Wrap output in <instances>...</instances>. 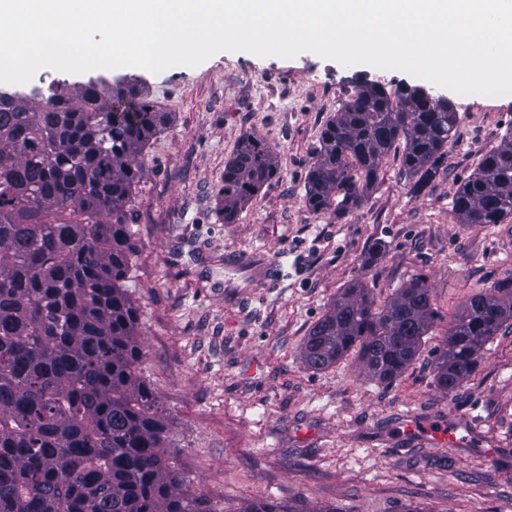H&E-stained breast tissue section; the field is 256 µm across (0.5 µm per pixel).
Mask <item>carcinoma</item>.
<instances>
[{"label": "carcinoma", "mask_w": 512, "mask_h": 512, "mask_svg": "<svg viewBox=\"0 0 512 512\" xmlns=\"http://www.w3.org/2000/svg\"><path fill=\"white\" fill-rule=\"evenodd\" d=\"M167 119L131 82L58 85L38 99L0 91V512H218L184 486L168 451L124 287L136 253L132 191ZM456 121L453 110L376 85L353 88L322 132L307 205L338 217L360 206L397 148L422 186L448 155ZM276 173L271 148L244 136L224 167V223ZM452 213L458 224L512 217V127L457 186ZM435 316L423 275L381 306L352 285L300 356L319 371L354 350L366 376L392 381ZM509 321L512 277L472 295L437 357L438 388L467 379ZM238 512L294 510L251 502Z\"/></svg>", "instance_id": "carcinoma-1"}]
</instances>
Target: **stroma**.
Masks as SVG:
<instances>
[{
	"mask_svg": "<svg viewBox=\"0 0 512 512\" xmlns=\"http://www.w3.org/2000/svg\"><path fill=\"white\" fill-rule=\"evenodd\" d=\"M169 113L150 141L131 200L137 245L126 286L138 305L141 374L169 418L170 451L192 492L223 512L274 500L295 512H512V327L487 344L460 387L441 392L435 362L466 301L512 277V218L458 224L457 185L512 127V98L460 94L398 69L222 51L195 67H120ZM424 85L457 115L448 158L423 188L399 153L366 201L343 217L305 199L325 124L360 83ZM248 134L278 167L224 223V166ZM277 265L249 288L225 256ZM423 275L436 318L409 369L391 382L357 352L312 371L300 348L344 288L384 304ZM446 424L456 440L434 443Z\"/></svg>",
	"mask_w": 512,
	"mask_h": 512,
	"instance_id": "35a3bbf8",
	"label": "stroma"
}]
</instances>
